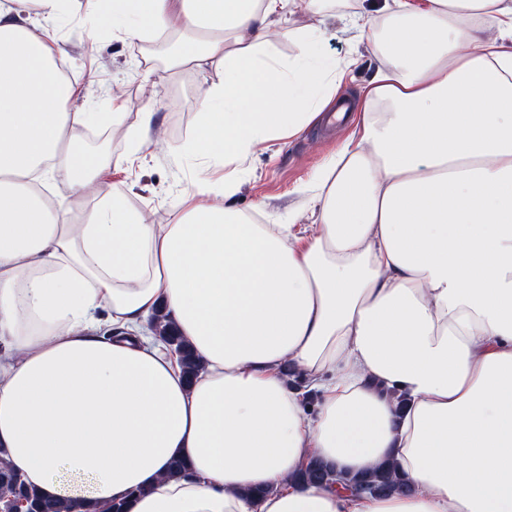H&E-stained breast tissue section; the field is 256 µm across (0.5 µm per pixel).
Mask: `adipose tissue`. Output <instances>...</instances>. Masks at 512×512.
I'll return each mask as SVG.
<instances>
[{"instance_id":"obj_1","label":"adipose tissue","mask_w":512,"mask_h":512,"mask_svg":"<svg viewBox=\"0 0 512 512\" xmlns=\"http://www.w3.org/2000/svg\"><path fill=\"white\" fill-rule=\"evenodd\" d=\"M102 2L96 31L192 34L172 66L224 78L165 145L196 166L170 223L120 185L72 222L44 189L94 188L84 144L124 121L121 98L76 108L72 0H0V447L22 478L127 512H512V0L346 15L360 39L371 15L390 25L354 133L298 188L306 224L235 198L257 146L335 111L359 63L316 51L326 0ZM161 305L203 362L193 383L145 326ZM313 458L342 479L393 461L404 485H295Z\"/></svg>"}]
</instances>
